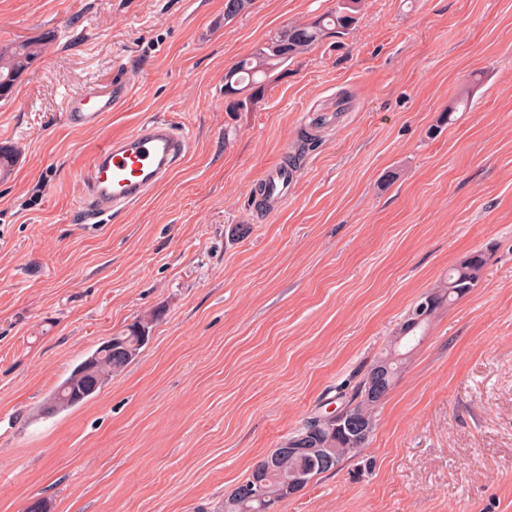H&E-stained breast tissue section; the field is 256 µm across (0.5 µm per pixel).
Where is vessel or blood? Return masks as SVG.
I'll return each instance as SVG.
<instances>
[{
  "label": "vessel or blood",
  "mask_w": 512,
  "mask_h": 512,
  "mask_svg": "<svg viewBox=\"0 0 512 512\" xmlns=\"http://www.w3.org/2000/svg\"><path fill=\"white\" fill-rule=\"evenodd\" d=\"M128 92V84L121 79L105 94L85 89L67 97L65 119L74 127H98ZM188 150V139L166 120L143 122L133 132L106 141L82 177L92 211L108 217L140 201L171 175ZM297 178L295 171L280 166L266 173L263 193L270 208L287 201Z\"/></svg>",
  "instance_id": "obj_1"
}]
</instances>
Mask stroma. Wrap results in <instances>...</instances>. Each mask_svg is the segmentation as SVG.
<instances>
[{"label": "stroma", "instance_id": "35a3bbf8", "mask_svg": "<svg viewBox=\"0 0 512 512\" xmlns=\"http://www.w3.org/2000/svg\"><path fill=\"white\" fill-rule=\"evenodd\" d=\"M334 0H0V49L45 53L0 98V512H212L311 414L337 407L411 306L472 253L359 453L278 512H512V0H364L357 27L229 112L224 75ZM98 129L63 106L114 78ZM470 107L440 117L458 94ZM166 118L189 151L99 224L81 173L107 140ZM316 141L281 208L267 170ZM150 319L89 401L56 388Z\"/></svg>", "mask_w": 512, "mask_h": 512}]
</instances>
